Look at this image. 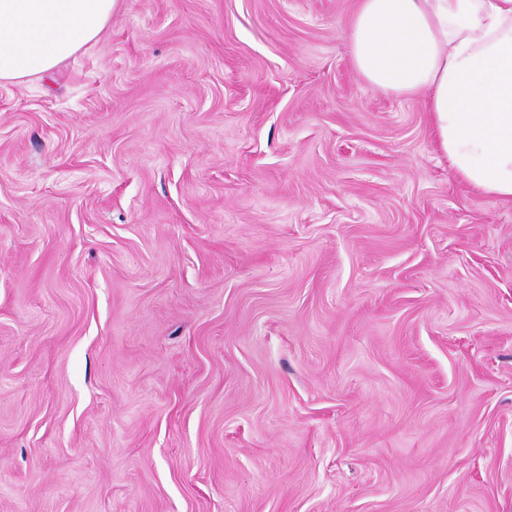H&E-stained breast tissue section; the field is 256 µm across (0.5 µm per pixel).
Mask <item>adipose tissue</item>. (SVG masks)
<instances>
[{"instance_id": "ef3b65f1", "label": "adipose tissue", "mask_w": 512, "mask_h": 512, "mask_svg": "<svg viewBox=\"0 0 512 512\" xmlns=\"http://www.w3.org/2000/svg\"><path fill=\"white\" fill-rule=\"evenodd\" d=\"M117 0H0V85L49 74L95 43ZM351 59L372 87L429 93L457 177L512 201V0H360Z\"/></svg>"}]
</instances>
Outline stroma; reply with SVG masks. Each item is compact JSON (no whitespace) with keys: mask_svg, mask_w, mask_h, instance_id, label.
I'll use <instances>...</instances> for the list:
<instances>
[{"mask_svg":"<svg viewBox=\"0 0 512 512\" xmlns=\"http://www.w3.org/2000/svg\"><path fill=\"white\" fill-rule=\"evenodd\" d=\"M357 0H118L0 87V512H512V202Z\"/></svg>","mask_w":512,"mask_h":512,"instance_id":"obj_1","label":"stroma"}]
</instances>
